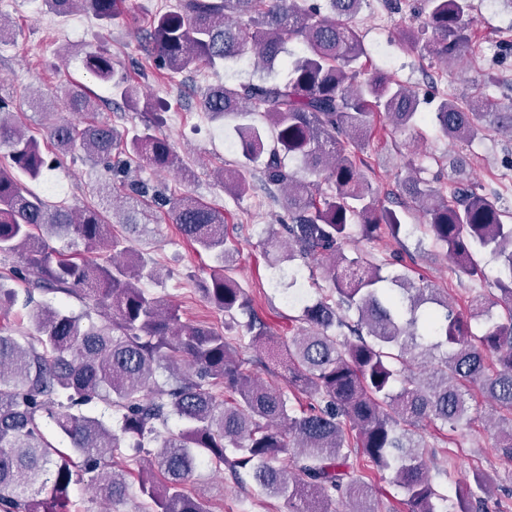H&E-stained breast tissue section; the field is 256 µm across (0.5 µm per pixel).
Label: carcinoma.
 Listing matches in <instances>:
<instances>
[{
  "mask_svg": "<svg viewBox=\"0 0 512 512\" xmlns=\"http://www.w3.org/2000/svg\"><path fill=\"white\" fill-rule=\"evenodd\" d=\"M43 2L60 16L79 4L108 21L122 0ZM364 3L179 0L145 35L148 59L159 70L182 73L255 56L266 72L256 81L209 85L201 105L214 119L237 121L241 161L222 171L224 192L245 195L255 169L267 188L286 191L288 223L267 242L272 265L328 261V293L302 307L296 334L282 345L267 336L228 275L239 249L224 233V213L130 176L142 162L160 171L178 167L169 138L153 132L164 124L166 103L153 107L144 131L120 133L96 117L98 97L81 84L63 91L78 122L32 98L28 106L42 115L54 148L47 155L11 122V101L0 97V148H10L11 161L0 167V256H22L11 279L27 285L21 297L0 277V311L20 303L35 328L16 336L0 327V512H73L70 488L87 475L96 499L120 503L132 487L133 465L147 501L143 512H209L185 491L204 464L284 498L290 512H329L326 505L338 497L356 503L354 512H375L364 507L369 480L385 471L403 489L408 512H441L422 426H467L471 385L507 414L499 450L512 461V212L499 193L474 183L461 161L448 193L416 174L399 181L458 274L499 293L490 304L475 296L467 316L449 309L435 289L415 286L408 269L387 274L370 254L344 250L355 228L367 240L397 239L406 228L366 177L362 154L377 114L408 129L423 119L425 103L389 75L365 73L363 44L351 25ZM471 7V0H421L413 10L419 23L402 30V43L447 69L457 65L468 49ZM291 43L299 49L286 50ZM280 63L282 78L275 76ZM84 68L112 84L124 104H138V86L117 74L107 49L87 53ZM433 121L449 142L472 144L492 131L512 133V103H494L482 92L449 94ZM77 151L107 173L101 206L52 205L23 186L21 177L36 180ZM112 196L128 204L118 223L134 234L142 228L137 205L168 208L182 235L218 265L200 285L202 298L224 313L228 329L245 331L240 343L269 358L283 350L289 386L314 404L295 410L286 391L242 369L224 331L182 321L177 306L142 287L157 270L142 257L118 259L129 249L120 248L106 220ZM53 237H73L92 252L106 244L113 255L94 263L57 250ZM484 250L499 262L491 281L478 259ZM34 290L86 299L87 309L75 315L36 302ZM495 306L502 313L493 314ZM476 317L485 318L480 335L471 329ZM160 372L168 373L162 383ZM219 387L231 391L230 401H217ZM98 402L111 419L82 411ZM172 416L183 425L176 434L163 432ZM46 423L68 446L45 436ZM487 484L486 473L474 470L456 488L450 512H484Z\"/></svg>",
  "mask_w": 512,
  "mask_h": 512,
  "instance_id": "cac0c4a2",
  "label": "carcinoma"
}]
</instances>
